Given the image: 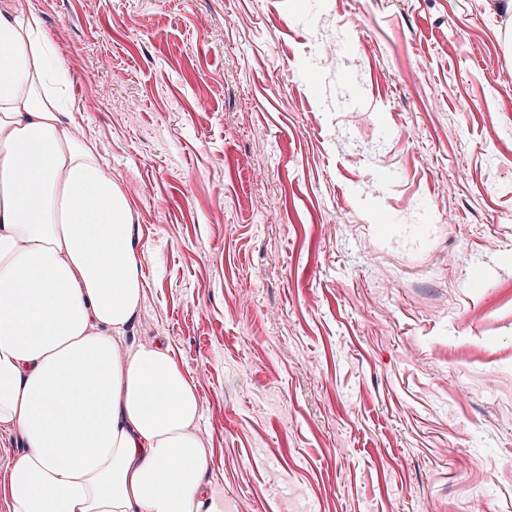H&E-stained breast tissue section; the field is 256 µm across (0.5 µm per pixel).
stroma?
I'll use <instances>...</instances> for the list:
<instances>
[{"mask_svg": "<svg viewBox=\"0 0 512 512\" xmlns=\"http://www.w3.org/2000/svg\"><path fill=\"white\" fill-rule=\"evenodd\" d=\"M27 5L153 256L119 349L182 362L226 512H512L504 0Z\"/></svg>", "mask_w": 512, "mask_h": 512, "instance_id": "1", "label": "stroma"}]
</instances>
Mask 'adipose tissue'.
Segmentation results:
<instances>
[{
    "mask_svg": "<svg viewBox=\"0 0 512 512\" xmlns=\"http://www.w3.org/2000/svg\"><path fill=\"white\" fill-rule=\"evenodd\" d=\"M67 70L25 0H0V428L25 449L11 512H224L172 349L124 337L144 293L128 199L71 139Z\"/></svg>",
    "mask_w": 512,
    "mask_h": 512,
    "instance_id": "obj_1",
    "label": "adipose tissue"
}]
</instances>
